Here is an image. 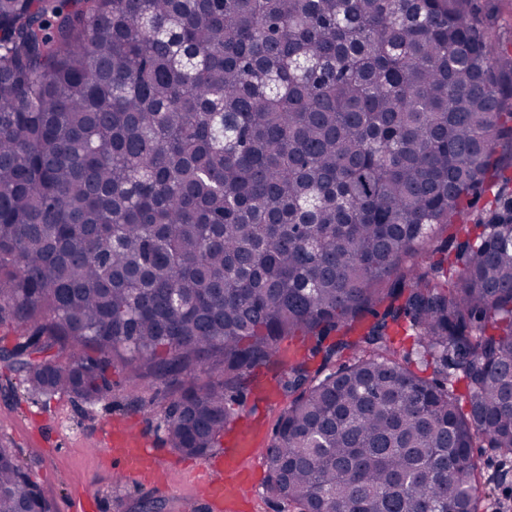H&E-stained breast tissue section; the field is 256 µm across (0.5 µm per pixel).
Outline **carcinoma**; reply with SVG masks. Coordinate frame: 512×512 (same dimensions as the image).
<instances>
[{
    "instance_id": "1",
    "label": "carcinoma",
    "mask_w": 512,
    "mask_h": 512,
    "mask_svg": "<svg viewBox=\"0 0 512 512\" xmlns=\"http://www.w3.org/2000/svg\"><path fill=\"white\" fill-rule=\"evenodd\" d=\"M76 2L0 0V325L22 329L0 356L28 392L92 404L117 366L173 386L194 457L281 394L265 487L288 512H480L473 449L512 454L494 11ZM435 226L454 260H419ZM28 508L51 512L1 447L0 512Z\"/></svg>"
}]
</instances>
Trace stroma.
<instances>
[{"label": "stroma", "mask_w": 512, "mask_h": 512, "mask_svg": "<svg viewBox=\"0 0 512 512\" xmlns=\"http://www.w3.org/2000/svg\"><path fill=\"white\" fill-rule=\"evenodd\" d=\"M110 394L89 405L63 395L32 398L22 378L0 361V446L7 448L51 503L52 512H67L72 496L97 501L99 512H138L145 502L162 505L163 512H177L191 495L181 471L223 456L220 448L208 457L183 456L172 450L162 428L161 406L170 394L158 385L141 387V406L131 405L122 374H114ZM287 402L270 394L247 395L243 417L264 439H271L277 419ZM124 430L136 425L152 442L158 465L144 480L116 483L118 467L105 457V425ZM484 472L503 468L502 483L482 484L481 512H496L501 503H512V455L479 449ZM264 455L251 462L245 491L236 512H287L281 500L267 494Z\"/></svg>", "instance_id": "35a3bbf8"}]
</instances>
